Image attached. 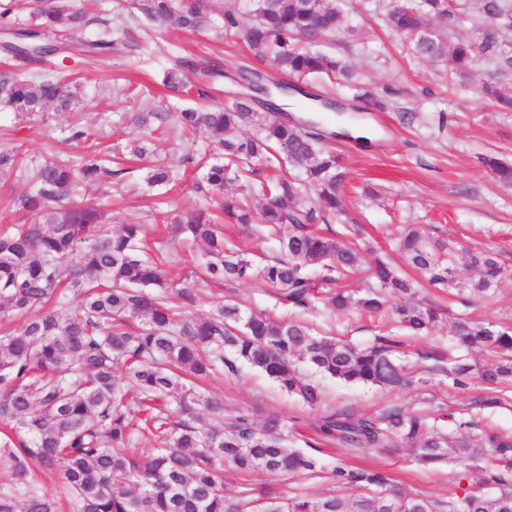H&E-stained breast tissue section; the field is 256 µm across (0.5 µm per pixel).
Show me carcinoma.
Segmentation results:
<instances>
[{
    "mask_svg": "<svg viewBox=\"0 0 512 512\" xmlns=\"http://www.w3.org/2000/svg\"><path fill=\"white\" fill-rule=\"evenodd\" d=\"M369 0H250V20L236 10L223 14L224 32L255 58L285 77L325 76L353 84L355 71L318 49L350 29L351 15ZM16 0H0V51L37 68L0 75V105L19 114L39 112L48 103L69 104L62 82L89 54H110L115 42L110 22L67 0H47L30 29L37 38L13 41L11 16ZM138 25L156 24L196 32L212 12L211 0H136ZM476 12L484 24L448 42L444 29L459 26ZM390 25L419 58L443 62L452 83L470 78L478 57L512 73V43L500 39L499 23L512 29V0H393ZM65 24L96 28L55 62L61 46L43 38ZM224 77L220 65L181 57L163 73L162 84L184 97L208 99ZM482 95L497 112H512V88L496 83ZM156 112H138L134 122L150 132L130 153L143 157L170 130L151 136ZM181 136L206 132L222 161L203 163L198 190L222 194L225 220L257 224L276 242L278 255L253 264L250 252L224 243L213 215L192 209L176 217L177 232L200 247L195 266L209 282L253 277L271 289L278 317L255 310L239 294L219 295L208 314H194L197 289L166 284L162 252L146 255L139 224L117 231L100 222L97 210L72 193L78 182L102 183L122 173L113 160L87 146L80 168L49 157L24 163L0 150V177L9 170L29 184L16 200L28 224L0 229V317H24L18 329L0 333V512H512V441L483 424L486 410L512 398V326L453 312L419 299L413 283L381 257L368 268L374 280L363 295L336 287L363 261L353 228L336 229L330 218L347 212L342 185L346 174L325 136L278 119L273 107L244 102L185 107L177 113ZM190 154L170 156L147 181H176ZM484 164L505 185L512 166L494 157ZM284 168L274 181L248 187L249 199L224 188L260 167ZM399 257L439 289H454L462 305L471 296L491 297L504 275L495 252L474 251L435 236L424 224H406L396 238ZM322 268V284L310 270ZM476 271L470 279L458 271ZM79 297L68 315L69 294ZM352 310L385 319L390 328L367 345L316 330L307 317ZM450 325L455 352L437 345L417 352L425 376L415 377L399 333L425 336L442 322ZM247 366L311 409L324 405L319 379L376 386L390 391L422 389L433 383L465 391L477 379L482 391L469 406L438 411L454 420L449 435L409 402L395 403L376 417L344 407L319 417L307 452L288 439L276 415L256 419V410L228 414L224 403L201 390L215 376H235ZM152 443L144 456L137 444ZM404 444L428 467L448 466L452 484L446 498L406 491L383 469L353 466L348 457ZM339 450L325 469L316 452ZM487 458V495L467 485L474 462ZM241 473L283 477L319 476L328 491L289 498L270 496L248 484L234 498L224 493V467ZM56 485L46 494L41 475Z\"/></svg>",
    "mask_w": 512,
    "mask_h": 512,
    "instance_id": "cac0c4a2",
    "label": "carcinoma"
}]
</instances>
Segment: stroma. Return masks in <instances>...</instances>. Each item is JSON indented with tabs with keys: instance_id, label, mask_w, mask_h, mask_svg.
I'll return each mask as SVG.
<instances>
[{
	"instance_id": "obj_1",
	"label": "stroma",
	"mask_w": 512,
	"mask_h": 512,
	"mask_svg": "<svg viewBox=\"0 0 512 512\" xmlns=\"http://www.w3.org/2000/svg\"><path fill=\"white\" fill-rule=\"evenodd\" d=\"M383 0H369L363 14L353 16L354 33L338 38L331 51L360 75L367 97L342 84L314 78L305 88L335 100L338 109L312 113L315 130L329 133L347 173L344 191L348 215L363 228L366 243L380 254L391 253L402 225L431 224L440 236L472 250L498 252L507 274L494 298H472L475 315L492 322H512V186L499 183L482 162L492 156L512 164V112L489 111L481 94L495 69L479 59L470 80L448 85L446 68L411 55L401 38L387 28ZM94 7L109 18L112 38L120 51L107 61L85 59L75 72L73 98L68 108L47 105L41 112L19 116L0 109V149L11 150L24 161H38L60 146L69 130H84L100 147L121 148L142 137L131 115L143 105L172 115L178 107L161 84V74L181 56L218 59L226 76L213 92L218 103L232 104L244 90L232 76L243 65H255L248 48L226 38L221 28L199 36L177 29L151 38L129 27L132 0H96ZM357 121L368 141L336 136L341 118ZM159 160L147 156L133 161L120 182L83 190L86 205L99 211L112 226L140 224L147 241L159 242L169 254L166 276L177 286H190L192 263L172 219L190 206H210L197 190L199 172L186 170L174 186L147 182ZM322 388L329 404L375 416L388 405L410 400L407 392L346 384L326 379ZM208 391L223 400L227 411L258 407L263 414L281 416L298 441H305L319 417L318 411L289 398L265 376L243 369L235 378L219 377ZM371 464L386 470L414 492L431 498L447 495L449 469L417 465L407 448H385L371 453ZM276 496L324 492L319 479L242 476L224 472V491L236 495L243 484Z\"/></svg>"
}]
</instances>
